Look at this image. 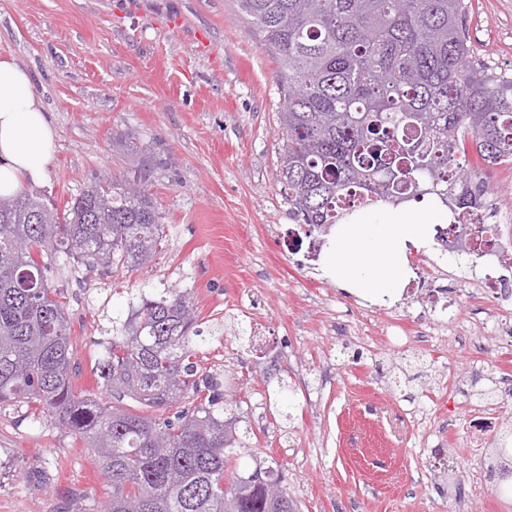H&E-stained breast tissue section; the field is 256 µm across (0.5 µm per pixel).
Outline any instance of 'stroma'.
Here are the masks:
<instances>
[{"instance_id":"1","label":"stroma","mask_w":512,"mask_h":512,"mask_svg":"<svg viewBox=\"0 0 512 512\" xmlns=\"http://www.w3.org/2000/svg\"><path fill=\"white\" fill-rule=\"evenodd\" d=\"M475 55L512 68V0H467ZM0 55L31 72L57 131L33 192L64 207L96 175L144 179L166 245L148 264L87 274L57 254L49 281L67 308L76 385L140 291H190L206 363L270 455L300 512H512L496 484L512 421V309L440 259L448 321L405 294L374 304L321 273L278 181L283 93L275 54L236 0H0ZM135 130L137 147H113ZM410 336L389 345L392 325ZM495 383L499 396L477 399ZM292 405H285V398ZM0 408V512H101L107 488L63 427Z\"/></svg>"}]
</instances>
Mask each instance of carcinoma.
I'll return each instance as SVG.
<instances>
[{
	"instance_id": "1",
	"label": "carcinoma",
	"mask_w": 512,
	"mask_h": 512,
	"mask_svg": "<svg viewBox=\"0 0 512 512\" xmlns=\"http://www.w3.org/2000/svg\"><path fill=\"white\" fill-rule=\"evenodd\" d=\"M236 2L281 65L278 181L299 223L325 232L355 206L431 196L461 232H482L490 173L512 166V74L475 57L465 0ZM161 219L145 188L114 176L62 213L26 192L0 197V404L22 399L82 441L110 489L104 512H298L273 462L236 431L221 374L198 363L188 291L142 292L130 306L96 361L112 403L73 388L45 258L133 271L159 251ZM246 453L252 467L230 468Z\"/></svg>"
}]
</instances>
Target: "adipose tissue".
Listing matches in <instances>:
<instances>
[{
  "label": "adipose tissue",
  "mask_w": 512,
  "mask_h": 512,
  "mask_svg": "<svg viewBox=\"0 0 512 512\" xmlns=\"http://www.w3.org/2000/svg\"><path fill=\"white\" fill-rule=\"evenodd\" d=\"M55 145L56 130L31 75L0 55V196L40 184ZM447 221V207L433 199L381 213L357 211L337 225L323 268L346 290L397 298L411 275L409 246L429 247L431 227Z\"/></svg>",
  "instance_id": "obj_1"
}]
</instances>
